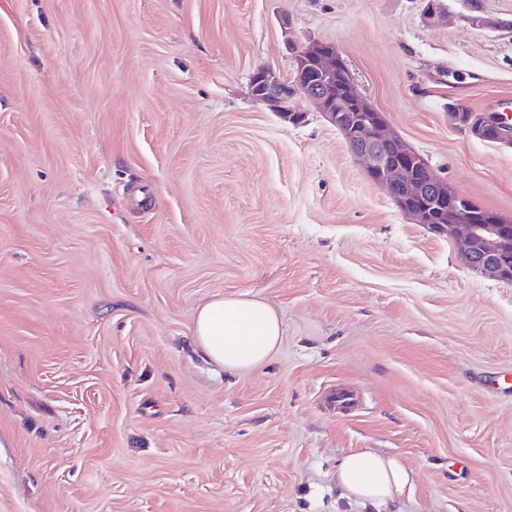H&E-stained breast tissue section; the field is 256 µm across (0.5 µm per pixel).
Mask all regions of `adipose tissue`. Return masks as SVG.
<instances>
[{
	"label": "adipose tissue",
	"mask_w": 512,
	"mask_h": 512,
	"mask_svg": "<svg viewBox=\"0 0 512 512\" xmlns=\"http://www.w3.org/2000/svg\"><path fill=\"white\" fill-rule=\"evenodd\" d=\"M283 328L266 302L216 295L197 309L191 336L204 358L229 371L263 365L276 349ZM347 498L381 508L412 489L409 469L395 456L365 450L343 458L336 472Z\"/></svg>",
	"instance_id": "obj_1"
}]
</instances>
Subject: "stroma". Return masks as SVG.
<instances>
[{
  "mask_svg": "<svg viewBox=\"0 0 512 512\" xmlns=\"http://www.w3.org/2000/svg\"><path fill=\"white\" fill-rule=\"evenodd\" d=\"M0 0V512H375L336 470L393 455L386 512H512V281L414 223L306 98L344 59L391 132L512 220V0ZM497 21L481 26L480 18ZM283 323L251 371L190 333L214 295ZM356 407L331 406L332 390ZM465 112H471L464 109ZM463 114L461 108H456L453 112H448V118L452 125L459 127L463 118H468V131L480 140L491 141L503 146L512 147V123H508L507 119L495 113Z\"/></svg>",
  "mask_w": 512,
  "mask_h": 512,
  "instance_id": "1",
  "label": "stroma"
}]
</instances>
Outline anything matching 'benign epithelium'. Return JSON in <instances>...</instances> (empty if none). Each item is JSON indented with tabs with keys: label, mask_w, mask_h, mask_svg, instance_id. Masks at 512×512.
I'll list each match as a JSON object with an SVG mask.
<instances>
[{
	"label": "benign epithelium",
	"mask_w": 512,
	"mask_h": 512,
	"mask_svg": "<svg viewBox=\"0 0 512 512\" xmlns=\"http://www.w3.org/2000/svg\"><path fill=\"white\" fill-rule=\"evenodd\" d=\"M423 14L435 24L446 17V9L425 0ZM292 50L296 79L283 81L260 66L250 79L252 96L282 119L298 124L305 112L293 100L302 93L341 131L353 153L365 161L368 177L406 216L456 241L464 265L474 273L512 281V221L498 213L478 224L469 221L479 207L448 179L436 176L412 147L386 133L384 114L359 94L336 48L312 41ZM448 118L456 127L465 118L472 136L512 147V123L495 113L467 115L457 108Z\"/></svg>",
	"instance_id": "1"
}]
</instances>
